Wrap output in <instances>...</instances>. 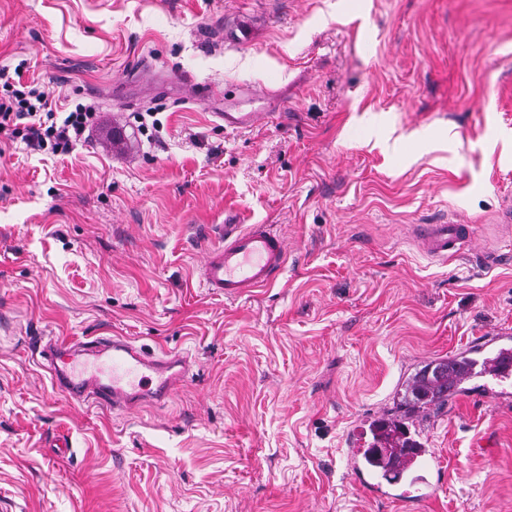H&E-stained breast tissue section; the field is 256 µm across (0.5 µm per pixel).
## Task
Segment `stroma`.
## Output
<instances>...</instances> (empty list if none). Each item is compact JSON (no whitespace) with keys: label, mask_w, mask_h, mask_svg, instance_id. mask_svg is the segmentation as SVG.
I'll list each match as a JSON object with an SVG mask.
<instances>
[{"label":"stroma","mask_w":512,"mask_h":512,"mask_svg":"<svg viewBox=\"0 0 512 512\" xmlns=\"http://www.w3.org/2000/svg\"><path fill=\"white\" fill-rule=\"evenodd\" d=\"M18 66L102 122L0 133V512H512L507 382L418 414L436 467L347 463L418 365L512 333V0H0ZM233 215L288 249L236 300L199 277ZM113 335L193 359L166 404H77L29 344ZM418 233L426 245V253L433 258L448 261L462 252L470 238L465 224H419Z\"/></svg>","instance_id":"1"}]
</instances>
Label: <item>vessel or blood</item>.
<instances>
[{
	"label": "vessel or blood",
	"mask_w": 512,
	"mask_h": 512,
	"mask_svg": "<svg viewBox=\"0 0 512 512\" xmlns=\"http://www.w3.org/2000/svg\"><path fill=\"white\" fill-rule=\"evenodd\" d=\"M430 257L445 261L470 238L465 224L418 228ZM287 262L283 237L268 224H228L201 268V282L227 299L249 295L275 281ZM51 380L70 398L124 411L142 403H166L186 380L191 361L180 352L150 353L123 336L90 341L57 340L40 348Z\"/></svg>",
	"instance_id": "b4317fda"
}]
</instances>
